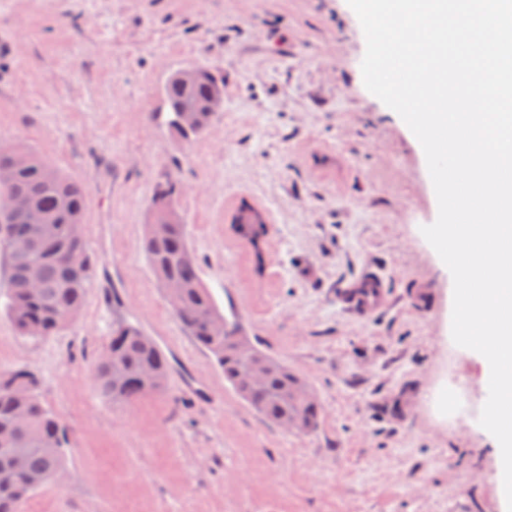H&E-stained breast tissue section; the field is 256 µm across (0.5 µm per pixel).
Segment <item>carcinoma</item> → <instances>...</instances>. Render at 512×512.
Listing matches in <instances>:
<instances>
[{"label":"carcinoma","mask_w":512,"mask_h":512,"mask_svg":"<svg viewBox=\"0 0 512 512\" xmlns=\"http://www.w3.org/2000/svg\"><path fill=\"white\" fill-rule=\"evenodd\" d=\"M166 125L186 142L204 137L216 115L214 102L224 98V80L202 69L198 81L185 84L177 72L163 86ZM183 110L194 111L195 128L186 130L180 121ZM22 195L42 211L47 224L38 231L18 213L0 216V252L8 269L4 312L19 332L38 327L39 337L51 336L67 326L80 312L92 286L93 267L82 233L86 188L44 161L32 149L9 144L0 150V197ZM181 188L176 177L154 186L151 211L157 221L146 225L143 250L160 286H178L179 311L174 317L204 349L227 384L266 420L276 424L294 418L310 433L318 428L320 408L308 383L285 363L250 344L239 316L222 311L202 280L197 255L187 236L186 224L164 220L167 208L178 210ZM244 242L261 257L259 244L266 235V220L257 208L243 202L233 212ZM34 241L30 250L15 245ZM37 264L40 286L33 288L27 268ZM266 364L262 385L248 378V371ZM169 363L155 340L133 326L120 324L104 355L95 365L99 392L115 405H131L165 388ZM67 432L40 395V380L31 371L0 373V512H20L21 505L39 487L24 478L44 477L48 484L65 468Z\"/></svg>","instance_id":"carcinoma-1"}]
</instances>
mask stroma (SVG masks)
<instances>
[{
  "label": "stroma",
  "instance_id": "1",
  "mask_svg": "<svg viewBox=\"0 0 512 512\" xmlns=\"http://www.w3.org/2000/svg\"><path fill=\"white\" fill-rule=\"evenodd\" d=\"M365 49L347 0H0V143L85 186L97 260L56 335L0 310V372L33 371L69 433L66 479L22 512H503L481 366L452 340L453 279L421 233L438 215L425 154L365 88ZM183 62L224 80L190 144L156 118ZM174 172L204 282L307 381L316 431L263 419L176 322L142 250ZM243 201L267 219L259 259L229 222ZM369 270L392 296L373 314L339 295ZM122 321L171 361L131 406L94 376ZM449 376L466 403L448 423L429 396Z\"/></svg>",
  "mask_w": 512,
  "mask_h": 512
}]
</instances>
